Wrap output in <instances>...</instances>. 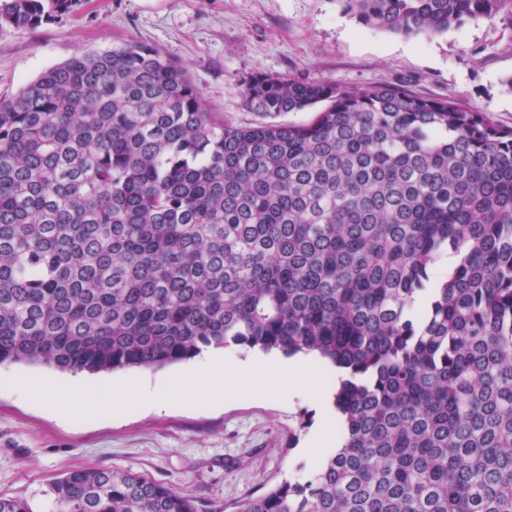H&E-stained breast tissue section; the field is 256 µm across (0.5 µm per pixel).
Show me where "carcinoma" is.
Listing matches in <instances>:
<instances>
[{
  "label": "carcinoma",
  "mask_w": 512,
  "mask_h": 512,
  "mask_svg": "<svg viewBox=\"0 0 512 512\" xmlns=\"http://www.w3.org/2000/svg\"><path fill=\"white\" fill-rule=\"evenodd\" d=\"M81 0H0L36 27ZM440 35L512 0H338ZM233 125L149 45L82 51L0 99V365L160 368L317 353L344 443L238 512H512V129L450 98L253 74ZM458 262L414 311L436 258ZM0 512H34L0 497ZM48 512H200L82 468Z\"/></svg>",
  "instance_id": "obj_1"
}]
</instances>
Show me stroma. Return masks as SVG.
Masks as SVG:
<instances>
[{"mask_svg": "<svg viewBox=\"0 0 512 512\" xmlns=\"http://www.w3.org/2000/svg\"><path fill=\"white\" fill-rule=\"evenodd\" d=\"M142 42L186 67L208 111L225 122H261L241 96L252 74L369 87L405 86L453 98L512 128V14L480 17L437 36L406 37L364 26L338 0H82L35 28L0 24V98L86 50ZM187 360L158 369L61 372L12 364V374L88 387V402L134 389L122 414L106 417L23 401L0 378V495L28 499L35 512L51 483L77 468H121L171 485L201 504L235 508L247 496L309 476L319 454L304 453L321 412L302 393L236 382L223 400ZM165 407L147 390L170 379Z\"/></svg>", "mask_w": 512, "mask_h": 512, "instance_id": "obj_1", "label": "stroma"}]
</instances>
